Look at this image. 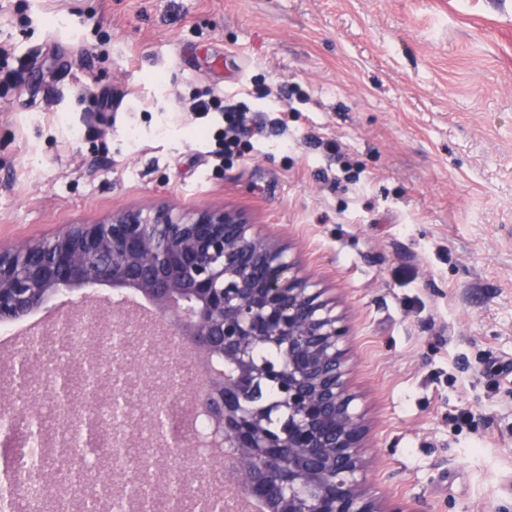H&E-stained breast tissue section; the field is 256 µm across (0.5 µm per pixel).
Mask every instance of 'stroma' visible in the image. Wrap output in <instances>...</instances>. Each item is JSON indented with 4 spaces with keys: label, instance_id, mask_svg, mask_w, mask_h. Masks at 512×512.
<instances>
[{
    "label": "stroma",
    "instance_id": "35a3bbf8",
    "mask_svg": "<svg viewBox=\"0 0 512 512\" xmlns=\"http://www.w3.org/2000/svg\"><path fill=\"white\" fill-rule=\"evenodd\" d=\"M0 246L240 211L352 334L372 494L512 512V0H0ZM216 97L260 122L213 151Z\"/></svg>",
    "mask_w": 512,
    "mask_h": 512
}]
</instances>
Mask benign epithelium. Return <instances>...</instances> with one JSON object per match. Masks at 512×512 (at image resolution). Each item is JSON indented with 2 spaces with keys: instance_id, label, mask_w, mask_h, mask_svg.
<instances>
[{
  "instance_id": "benign-epithelium-1",
  "label": "benign epithelium",
  "mask_w": 512,
  "mask_h": 512,
  "mask_svg": "<svg viewBox=\"0 0 512 512\" xmlns=\"http://www.w3.org/2000/svg\"><path fill=\"white\" fill-rule=\"evenodd\" d=\"M109 286L152 301L178 345L207 359L192 410L235 449L233 474L268 512H410L365 488V428L347 383L350 334L323 292L311 287L285 250L251 231L238 212L166 206L122 209L95 224H71L46 240L0 248V321L20 320L62 292ZM112 345L114 319L67 313ZM276 361L254 357L257 345ZM98 355L78 378L62 373L56 396L82 400L107 390L120 405L134 383L124 365L106 373ZM276 387L270 402L262 392ZM101 431L87 413L73 432Z\"/></svg>"
}]
</instances>
